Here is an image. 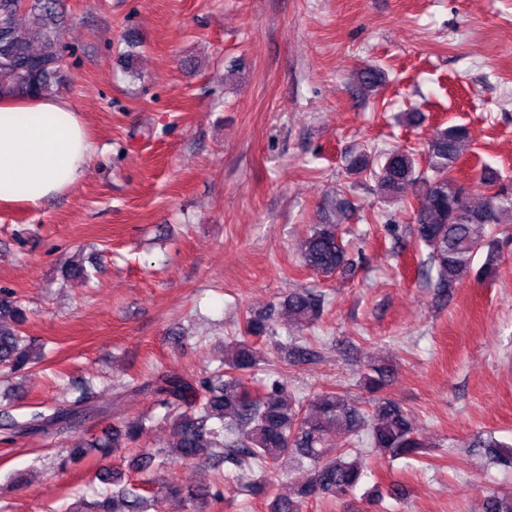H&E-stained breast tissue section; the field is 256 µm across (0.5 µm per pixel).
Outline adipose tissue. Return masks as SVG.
Returning a JSON list of instances; mask_svg holds the SVG:
<instances>
[{"mask_svg":"<svg viewBox=\"0 0 512 512\" xmlns=\"http://www.w3.org/2000/svg\"><path fill=\"white\" fill-rule=\"evenodd\" d=\"M92 144L66 97L0 94V200L35 210L81 176Z\"/></svg>","mask_w":512,"mask_h":512,"instance_id":"obj_1","label":"adipose tissue"}]
</instances>
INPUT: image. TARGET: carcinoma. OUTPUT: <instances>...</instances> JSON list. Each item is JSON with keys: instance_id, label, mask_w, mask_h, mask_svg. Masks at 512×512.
Masks as SVG:
<instances>
[{"instance_id": "1", "label": "carcinoma", "mask_w": 512, "mask_h": 512, "mask_svg": "<svg viewBox=\"0 0 512 512\" xmlns=\"http://www.w3.org/2000/svg\"><path fill=\"white\" fill-rule=\"evenodd\" d=\"M61 0H0V93L5 91L45 95L64 78V50L58 38L63 22ZM26 21L40 35L41 45L33 48L19 32ZM471 141L464 125L436 127L425 147L426 164H420L413 150L392 147L383 154L367 151L350 156L347 174L369 176L385 204L403 200L412 189L424 203L414 211L413 233L428 251L430 268L435 270V286L448 292L459 284L461 274L471 268L478 253L487 249L477 277L492 274L500 261L495 242L487 238V229L501 223L502 215L512 211V194L494 192L475 205L466 180L451 175ZM350 202L336 192L324 215L311 225L299 246L301 262L308 269L329 276H352L357 263L343 243L341 226L349 218ZM327 305L324 295L307 289L288 294L282 308L288 322L299 331L314 326ZM26 312L14 293L0 290V368L18 370L39 358L33 353L30 338L21 335ZM272 315L251 313L245 317L241 338L232 353L224 356L223 370L209 377L189 381L173 377L157 387L162 403L179 410L174 422V439L165 448L138 449L129 461V469L144 472L164 466L175 457L200 462L219 458L235 465L259 462L277 464L294 458L308 468L310 478L296 496L276 495L269 512H302L305 500L320 495L340 498L352 491L365 476L357 460L348 459L349 449L335 448L331 438L365 435L366 444L381 453L410 457L423 447L407 411L392 399L378 396L389 382V370L372 361L363 366V387L375 395L368 412L350 402L347 396L321 391L314 397V415L306 414L295 396L285 392L273 379L259 388L246 378L262 364L274 365L253 339L272 330ZM282 359L290 364L314 355L304 336H293L279 347ZM77 408L73 403L54 408L49 415L32 414L20 422L7 410L0 411V430L8 437H21L60 424ZM143 422L134 420L112 431V437L90 444L106 455L109 449L124 448L136 441ZM474 448H488L494 462L512 466V452L501 449L509 444L492 435L479 434ZM112 485V493L85 504V512H146L147 502L161 512L171 499L183 502L190 512H211L221 491L208 479L186 488L169 481L158 489L148 484L125 480L120 470H104L96 475ZM482 512H512V491L498 488L483 490Z\"/></svg>"}]
</instances>
